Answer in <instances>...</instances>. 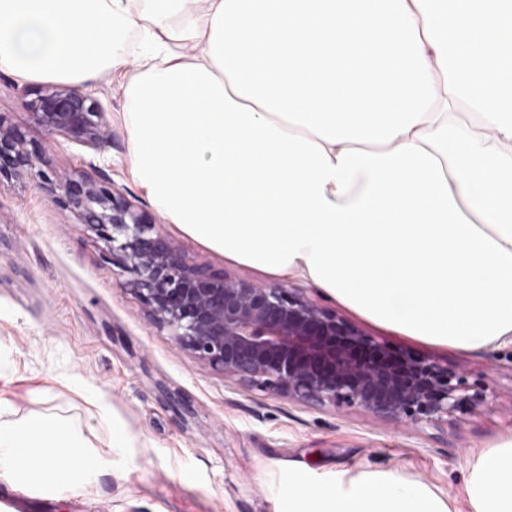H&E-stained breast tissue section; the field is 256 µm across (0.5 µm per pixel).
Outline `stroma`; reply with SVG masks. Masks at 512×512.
<instances>
[{"label":"stroma","instance_id":"obj_1","mask_svg":"<svg viewBox=\"0 0 512 512\" xmlns=\"http://www.w3.org/2000/svg\"><path fill=\"white\" fill-rule=\"evenodd\" d=\"M0 70V115L21 128L24 148L45 154L52 179L88 177L123 191L147 219L162 216L134 183L123 92L101 72L86 92L107 111L98 147L48 137L26 103L45 89ZM119 269L95 235L28 182L0 184V420L69 419L111 470L80 492L9 486L47 501L49 512H288L294 473L397 470L469 512L463 488L471 460L512 436V345L462 352L398 335L340 305L322 302L396 352L435 358L478 386L490 361L491 404L403 434L353 409L307 408L246 392L157 332L143 305L117 287ZM105 405L131 445L112 448L100 423Z\"/></svg>","mask_w":512,"mask_h":512}]
</instances>
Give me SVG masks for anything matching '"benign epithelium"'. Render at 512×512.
<instances>
[{"label": "benign epithelium", "mask_w": 512, "mask_h": 512, "mask_svg": "<svg viewBox=\"0 0 512 512\" xmlns=\"http://www.w3.org/2000/svg\"><path fill=\"white\" fill-rule=\"evenodd\" d=\"M35 124L73 142L104 143L107 112L78 90L51 87L28 103ZM45 160L23 149L20 132L0 119V183L47 185ZM69 211L119 256V286L144 306L150 324L176 350L245 391L286 397L304 407H347L401 430L435 426L488 405L460 371L432 358L392 351L325 306L306 288L255 282L218 269L176 246L122 193L88 179L50 188Z\"/></svg>", "instance_id": "7a95c632"}]
</instances>
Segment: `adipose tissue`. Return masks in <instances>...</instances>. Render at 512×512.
<instances>
[{
    "instance_id": "obj_1",
    "label": "adipose tissue",
    "mask_w": 512,
    "mask_h": 512,
    "mask_svg": "<svg viewBox=\"0 0 512 512\" xmlns=\"http://www.w3.org/2000/svg\"><path fill=\"white\" fill-rule=\"evenodd\" d=\"M134 57L131 172L167 223L400 335L512 344V0H0L1 69L80 89ZM111 463L64 419L0 421L1 479ZM296 483L288 512H453L397 471ZM464 495L512 512V439Z\"/></svg>"
}]
</instances>
